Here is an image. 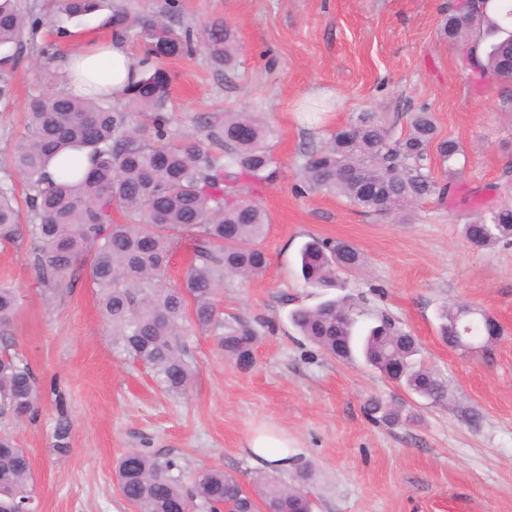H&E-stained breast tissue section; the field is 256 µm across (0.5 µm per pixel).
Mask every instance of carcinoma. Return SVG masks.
<instances>
[{
  "mask_svg": "<svg viewBox=\"0 0 512 512\" xmlns=\"http://www.w3.org/2000/svg\"><path fill=\"white\" fill-rule=\"evenodd\" d=\"M61 10L80 18L98 8V0H60ZM442 35L464 47L462 66L475 79L512 85V2L502 3L501 23L484 12V0H448ZM117 26H138L143 56L139 78L127 89L130 101L152 113L151 127L132 126L130 115L105 100L41 92L26 110L28 134L15 145L8 167L24 183L28 234L40 283L57 294L65 277L81 260L90 261L91 277L100 289L99 308L112 327V340L149 369L170 396L187 394L195 372L187 339L200 330L212 336L224 356L242 368L253 363L256 332L217 310L224 277H258L268 260L259 246L269 226L266 211L243 198L245 183L269 178L277 161L269 144L271 130L249 112H226L220 123L204 122L207 139L222 150L216 155L193 135L168 137L162 109L171 77L159 61L189 55L201 47L218 66L235 58L236 31L220 18L205 23L199 40L179 32L160 17L141 19L116 10ZM35 21L21 0H0V98L9 95L11 67L25 46V32ZM251 129L247 139L241 127ZM448 171H454L462 149L452 139H438L430 112L412 115L407 132L397 136L375 112H358L332 133L327 144L306 153L299 177L310 190L336 194L368 217L408 220L412 205L448 194L430 172L431 147ZM57 161V172L49 166ZM121 213L125 224L112 223ZM21 211L13 185L0 182V242L20 234ZM193 238V260L184 285L172 288L165 272L174 242ZM465 239L487 251L512 244V205L492 207L462 226ZM362 255L343 240L313 238L301 250V268L312 285L360 265ZM20 307L18 289L0 285V420L21 421L33 415L40 390L29 363L12 350L3 335ZM463 306L439 312V333L451 349L456 337L469 336L484 348L502 335L485 311L463 316ZM361 308L346 296L313 307L292 310L290 323L307 340L342 361L361 359L386 378L433 404L447 400L446 385L417 362L416 337L387 315L358 335ZM367 412L398 423L416 414L405 405L374 397ZM177 460L139 450L124 454L116 465L123 497L137 512H313L305 490L307 472L290 486L260 478L248 490L238 476L203 467L185 485L173 471ZM35 480L28 452L7 434L0 435V512L32 507Z\"/></svg>",
  "mask_w": 512,
  "mask_h": 512,
  "instance_id": "cac0c4a2",
  "label": "carcinoma"
}]
</instances>
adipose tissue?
<instances>
[{"label": "adipose tissue", "mask_w": 512, "mask_h": 512, "mask_svg": "<svg viewBox=\"0 0 512 512\" xmlns=\"http://www.w3.org/2000/svg\"><path fill=\"white\" fill-rule=\"evenodd\" d=\"M139 70L138 60L118 39L102 48L94 42L78 45L64 61L67 91L83 96L119 98L136 80ZM246 448L256 468L287 469L292 464L288 438L280 433L257 432L248 439Z\"/></svg>", "instance_id": "adipose-tissue-1"}]
</instances>
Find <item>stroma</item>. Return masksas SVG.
Wrapping results in <instances>:
<instances>
[{
  "instance_id": "35a3bbf8",
  "label": "stroma",
  "mask_w": 512,
  "mask_h": 512,
  "mask_svg": "<svg viewBox=\"0 0 512 512\" xmlns=\"http://www.w3.org/2000/svg\"><path fill=\"white\" fill-rule=\"evenodd\" d=\"M446 2L179 0L174 28L194 32L223 19L240 51L229 69L200 49L163 60L173 79L164 108L171 137L205 138L203 121L228 112L252 113L273 133L276 174L246 193L269 217L261 241L269 265L259 277L225 278L218 299L224 317L257 332L255 363L238 367L207 333L194 331L191 390L184 398L164 394L148 369L113 344L89 264L70 271V290L51 297L38 284L27 237L0 245V284L21 292L10 338L41 392L33 417L1 423L0 433L29 454L39 512H135L115 475L118 459L133 449L175 458L186 474L213 466L253 485L261 472L245 443L267 424L287 431L304 454L314 512H512V246L477 251L461 233L478 211L505 198L512 101L499 83H475L461 68V46L441 34ZM22 4L41 24L27 31L11 94L0 99V180L27 132L29 97L46 88L44 49L62 59L77 39L108 42L118 32L138 58V31L110 28L112 11L169 10L167 0H103L75 21L60 13V0ZM422 109L464 155L454 176L432 160L434 179L453 191L419 201L412 223L375 220L336 195L300 190L305 151L325 144L353 113H380L400 134ZM313 237L352 243L362 267L327 287L307 285L299 253ZM335 296L363 307L362 326L386 314L416 336L423 364L448 387L447 403H428L300 336L290 311ZM460 302L501 325L502 336L485 350L461 353L440 338V307ZM375 396L414 407L417 422L373 420L365 403ZM62 416L71 422L65 449L54 438Z\"/></svg>"
}]
</instances>
